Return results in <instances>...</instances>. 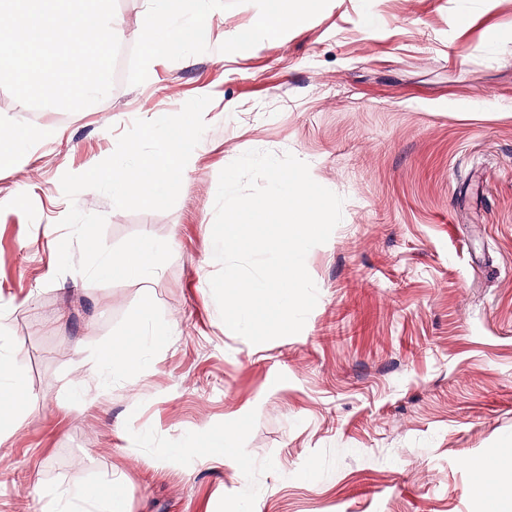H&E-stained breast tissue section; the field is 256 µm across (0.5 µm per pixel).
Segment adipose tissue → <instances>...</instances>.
<instances>
[{
    "instance_id": "ef3b65f1",
    "label": "adipose tissue",
    "mask_w": 512,
    "mask_h": 512,
    "mask_svg": "<svg viewBox=\"0 0 512 512\" xmlns=\"http://www.w3.org/2000/svg\"><path fill=\"white\" fill-rule=\"evenodd\" d=\"M150 3L155 21L145 25L141 33L146 62L180 53L205 36L209 20L206 0H150ZM305 19L303 0H266L251 31L237 33L229 48L233 51L245 49L253 42L256 33L274 34ZM69 495L85 505L88 512H128L127 488L118 479L96 489L79 486L71 489Z\"/></svg>"
}]
</instances>
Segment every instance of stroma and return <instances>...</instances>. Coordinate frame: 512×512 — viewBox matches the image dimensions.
<instances>
[{"label":"stroma","mask_w":512,"mask_h":512,"mask_svg":"<svg viewBox=\"0 0 512 512\" xmlns=\"http://www.w3.org/2000/svg\"><path fill=\"white\" fill-rule=\"evenodd\" d=\"M264 0H213L209 35L144 68V0H117L133 47L120 86L0 166V350L28 399L0 428V512H58L68 488L122 478L129 512H489L512 498V0H308L305 24L226 51ZM211 96L167 211L115 209L64 173L107 158L134 120ZM249 150L292 153L344 199L306 268L303 330L260 345L210 289L218 176ZM114 246L165 240L151 277L57 274L70 205ZM172 329L130 369L100 355L134 323ZM231 430L246 470L211 461ZM493 469L469 468L474 459Z\"/></svg>","instance_id":"obj_1"}]
</instances>
